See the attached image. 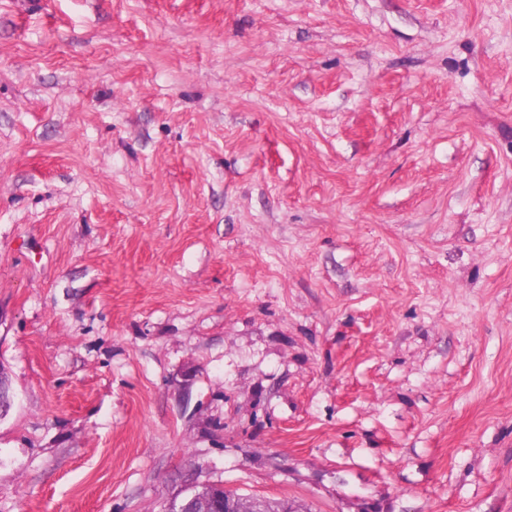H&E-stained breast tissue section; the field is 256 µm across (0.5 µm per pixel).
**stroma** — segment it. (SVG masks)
I'll return each mask as SVG.
<instances>
[{
  "label": "stroma",
  "instance_id": "stroma-1",
  "mask_svg": "<svg viewBox=\"0 0 512 512\" xmlns=\"http://www.w3.org/2000/svg\"><path fill=\"white\" fill-rule=\"evenodd\" d=\"M0 512H512V0H0ZM266 501L260 497L216 499L211 503V512H271Z\"/></svg>",
  "mask_w": 512,
  "mask_h": 512
}]
</instances>
